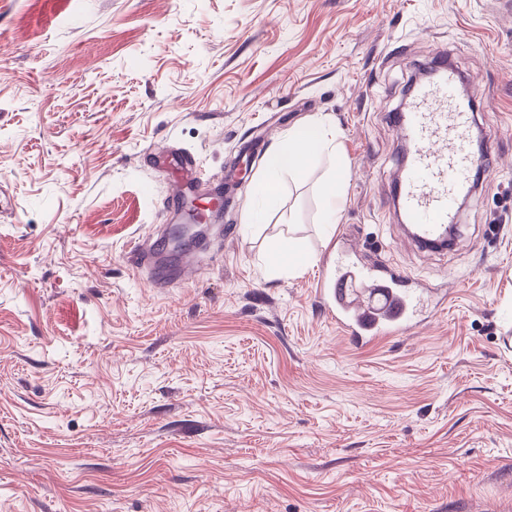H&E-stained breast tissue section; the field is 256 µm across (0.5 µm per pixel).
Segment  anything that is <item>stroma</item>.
Wrapping results in <instances>:
<instances>
[{
  "label": "stroma",
  "mask_w": 512,
  "mask_h": 512,
  "mask_svg": "<svg viewBox=\"0 0 512 512\" xmlns=\"http://www.w3.org/2000/svg\"><path fill=\"white\" fill-rule=\"evenodd\" d=\"M442 47L499 163L458 247L392 206L387 113ZM336 132L302 179L266 151ZM225 193L202 263L151 285L174 214L149 154ZM278 186L253 200L257 182ZM0 512H512V15L498 0H0ZM335 223L324 221L327 206ZM448 303L358 347L314 295L333 244ZM291 240L310 257L272 272ZM161 242L158 239H149L134 246L133 252L136 255L137 264H150L158 270L159 277L155 283L157 286H167L175 274H183L193 265L195 257L185 254L182 258L181 267L177 272L169 273L163 264L161 256Z\"/></svg>",
  "instance_id": "stroma-1"
}]
</instances>
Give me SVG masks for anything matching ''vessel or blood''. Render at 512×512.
Segmentation results:
<instances>
[{
    "instance_id": "b4317fda",
    "label": "vessel or blood",
    "mask_w": 512,
    "mask_h": 512,
    "mask_svg": "<svg viewBox=\"0 0 512 512\" xmlns=\"http://www.w3.org/2000/svg\"><path fill=\"white\" fill-rule=\"evenodd\" d=\"M458 83L454 69L441 67L434 80L415 85L404 110L388 115L396 139L409 149L392 202L426 253L445 250L443 232L458 225L460 202L474 194L476 172L500 159L497 133H485L482 142H475L476 107L461 99ZM156 162L174 172V198L197 193L203 184L202 169L190 154H168ZM133 252L138 263L157 269L158 285H168L172 275L163 264L159 240L138 243ZM343 256L317 296L337 328L358 345L410 333L424 320L426 301L445 297L443 289L418 287L393 266L367 269L353 261L352 250Z\"/></svg>"
}]
</instances>
